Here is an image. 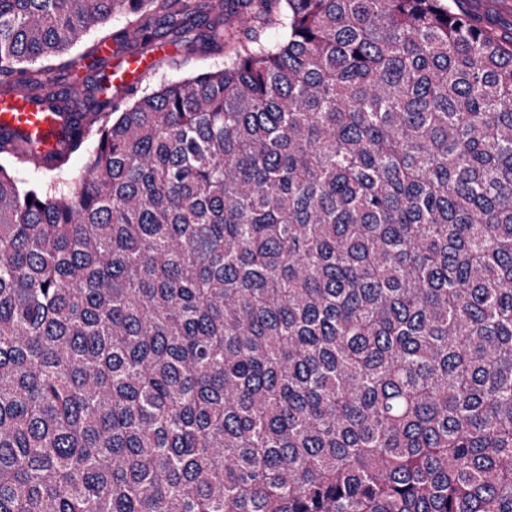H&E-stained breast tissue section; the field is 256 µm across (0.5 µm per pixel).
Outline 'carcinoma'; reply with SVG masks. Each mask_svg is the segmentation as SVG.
Listing matches in <instances>:
<instances>
[{"label":"carcinoma","instance_id":"carcinoma-1","mask_svg":"<svg viewBox=\"0 0 512 512\" xmlns=\"http://www.w3.org/2000/svg\"><path fill=\"white\" fill-rule=\"evenodd\" d=\"M466 3L0 0L3 96L203 35L68 183L0 140V512H512V23ZM85 162V157H73L70 161L69 167L65 168L62 172L55 171L51 173H45L42 170L29 168L18 170L16 176L22 182L20 186L25 189L41 182L42 180H45L48 176H56L58 182L62 183L66 182L72 176L82 172L85 168Z\"/></svg>","mask_w":512,"mask_h":512}]
</instances>
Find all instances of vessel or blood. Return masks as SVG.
Instances as JSON below:
<instances>
[{
  "label": "vessel or blood",
  "mask_w": 512,
  "mask_h": 512,
  "mask_svg": "<svg viewBox=\"0 0 512 512\" xmlns=\"http://www.w3.org/2000/svg\"><path fill=\"white\" fill-rule=\"evenodd\" d=\"M151 73L150 57L126 55L124 67L110 70L107 75L109 90L114 99H122ZM74 118V113L61 103L36 99L23 84L17 85L10 95L0 97V136L20 131L35 139L46 165L64 148L65 129Z\"/></svg>",
  "instance_id": "1"
}]
</instances>
